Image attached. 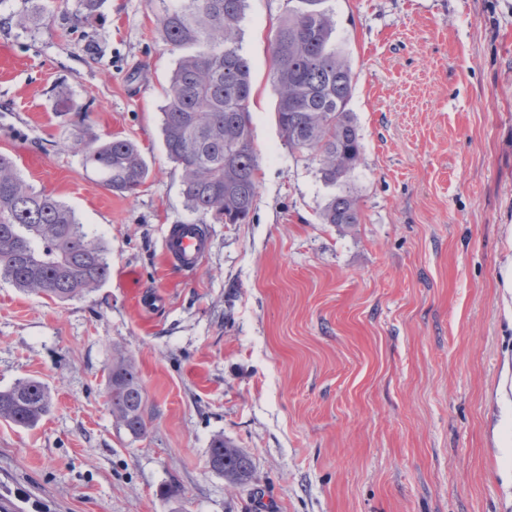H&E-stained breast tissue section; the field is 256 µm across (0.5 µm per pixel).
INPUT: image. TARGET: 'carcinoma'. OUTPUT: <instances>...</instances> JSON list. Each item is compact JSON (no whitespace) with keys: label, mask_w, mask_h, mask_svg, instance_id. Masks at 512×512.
<instances>
[{"label":"carcinoma","mask_w":512,"mask_h":512,"mask_svg":"<svg viewBox=\"0 0 512 512\" xmlns=\"http://www.w3.org/2000/svg\"><path fill=\"white\" fill-rule=\"evenodd\" d=\"M327 0H288L272 39L277 115L288 146L319 161L333 194L321 212L324 224L359 223L349 178L362 161L353 113L347 110L353 73L336 43ZM160 39L181 52L160 106L167 156L181 169L182 194L192 223L242 224L258 189L260 163L250 129L251 68L240 47L248 0H149ZM85 168L118 194L132 193L149 168L127 138H78ZM111 275L108 250L89 236L63 201L34 190L13 160L0 154V276L22 291L61 301L81 297ZM107 384L117 428L137 438L145 431L144 392L135 364L112 355ZM51 408L48 387L24 379L0 390V418L32 427ZM211 468L238 487L251 480L253 464L222 438L209 452Z\"/></svg>","instance_id":"obj_1"}]
</instances>
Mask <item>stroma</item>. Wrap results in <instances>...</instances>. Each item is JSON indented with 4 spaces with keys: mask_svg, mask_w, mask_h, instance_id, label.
I'll use <instances>...</instances> for the list:
<instances>
[{
    "mask_svg": "<svg viewBox=\"0 0 512 512\" xmlns=\"http://www.w3.org/2000/svg\"><path fill=\"white\" fill-rule=\"evenodd\" d=\"M328 6L353 72L359 224L322 223L332 190L277 124L286 0H248L257 196L185 273L162 252L191 219L159 114L177 56L148 0L86 18L78 0H0V153L112 266L66 302L0 278V389L34 378L52 401L31 428L0 418V508L512 512V0ZM93 134L136 141L145 184L116 194L86 170L70 144ZM118 349L145 392L137 438L108 404ZM219 436L249 483L210 468Z\"/></svg>",
    "mask_w": 512,
    "mask_h": 512,
    "instance_id": "35a3bbf8",
    "label": "stroma"
}]
</instances>
